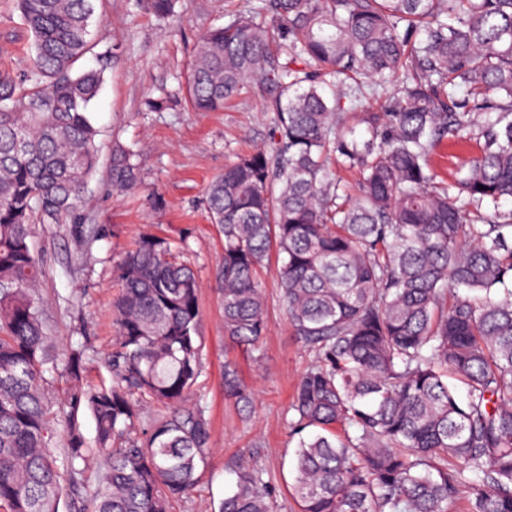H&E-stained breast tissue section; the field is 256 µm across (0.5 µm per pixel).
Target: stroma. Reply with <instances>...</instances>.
I'll return each instance as SVG.
<instances>
[{"label":"stroma","mask_w":512,"mask_h":512,"mask_svg":"<svg viewBox=\"0 0 512 512\" xmlns=\"http://www.w3.org/2000/svg\"><path fill=\"white\" fill-rule=\"evenodd\" d=\"M257 0H179L177 15L160 20L147 0H102L93 28L94 55L112 51L94 103L100 130V166L82 204V224H37L31 238L43 277V318L54 339L59 369L46 396L58 405L68 386L65 367L81 352L83 381L110 382L104 357L115 336L112 303L117 269L140 238L160 237L199 276V334L204 345L198 393L207 407L214 451L193 496L174 512H216L232 478L230 464L247 458L263 468L275 489L273 512H297L289 494L296 445L288 426L294 383L312 356L288 324L281 299L279 262L269 255L259 271L268 328L258 354L224 334L219 273L224 238L205 208L209 183L238 156L269 148L274 115L264 111L267 89L253 87L220 112H196L184 102L185 79L197 40ZM31 36L12 0H0V72L29 64ZM168 95L159 111L148 99ZM132 147L140 163L138 185L112 188V152ZM232 362L251 387L250 411L224 397V364Z\"/></svg>","instance_id":"1"}]
</instances>
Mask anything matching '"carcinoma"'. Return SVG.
Segmentation results:
<instances>
[{
  "label": "carcinoma",
  "instance_id": "cac0c4a2",
  "mask_svg": "<svg viewBox=\"0 0 512 512\" xmlns=\"http://www.w3.org/2000/svg\"><path fill=\"white\" fill-rule=\"evenodd\" d=\"M96 2L14 0L33 57L0 75V512H85L91 464L93 512H173L211 454L200 281L160 239L118 268L112 383L85 387L77 356L62 404L46 398L58 365L31 230L81 223L98 167L107 58L76 69ZM149 4L165 19L177 0ZM250 84L273 90L271 147L213 179L206 211L224 236L226 336L259 348L274 248L313 354L289 421L299 512H512V0H260L197 42L185 101L221 111ZM447 142L476 149L451 182L432 164ZM134 158L113 153L115 190L136 185ZM224 396L252 402L230 363ZM148 404L166 411L145 418ZM233 473L219 512H272L264 469Z\"/></svg>",
  "mask_w": 512,
  "mask_h": 512
}]
</instances>
